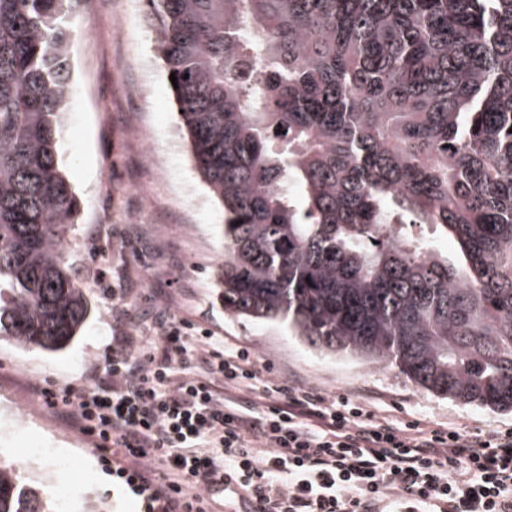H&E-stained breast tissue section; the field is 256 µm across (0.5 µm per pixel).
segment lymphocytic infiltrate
<instances>
[{
	"instance_id": "lymphocytic-infiltrate-1",
	"label": "lymphocytic infiltrate",
	"mask_w": 512,
	"mask_h": 512,
	"mask_svg": "<svg viewBox=\"0 0 512 512\" xmlns=\"http://www.w3.org/2000/svg\"><path fill=\"white\" fill-rule=\"evenodd\" d=\"M112 343L84 384L36 387L103 441L145 512H213L233 478L254 512H512V429L397 426L371 404L265 375L245 348L180 319Z\"/></svg>"
}]
</instances>
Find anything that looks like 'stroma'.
Wrapping results in <instances>:
<instances>
[{
	"instance_id": "stroma-1",
	"label": "stroma",
	"mask_w": 512,
	"mask_h": 512,
	"mask_svg": "<svg viewBox=\"0 0 512 512\" xmlns=\"http://www.w3.org/2000/svg\"><path fill=\"white\" fill-rule=\"evenodd\" d=\"M71 44L75 87L62 129L65 171L78 213L69 260L92 313L65 350L0 338V460L44 485L58 512H143L113 486L94 439L40 405L34 385H78L112 342V298L155 338L164 313L250 349L278 377L336 396L371 395L395 424L422 421L471 431L512 428V411L432 394L393 365L304 344L274 320L235 318L217 286L224 210L196 171L179 133L167 75L144 0H79Z\"/></svg>"
}]
</instances>
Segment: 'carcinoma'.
<instances>
[{
  "label": "carcinoma",
  "instance_id": "cac0c4a2",
  "mask_svg": "<svg viewBox=\"0 0 512 512\" xmlns=\"http://www.w3.org/2000/svg\"><path fill=\"white\" fill-rule=\"evenodd\" d=\"M74 0H0V337L63 350ZM224 311L512 409V0H147ZM456 243L440 255L414 232ZM0 512H56L0 461Z\"/></svg>",
  "mask_w": 512,
  "mask_h": 512
}]
</instances>
